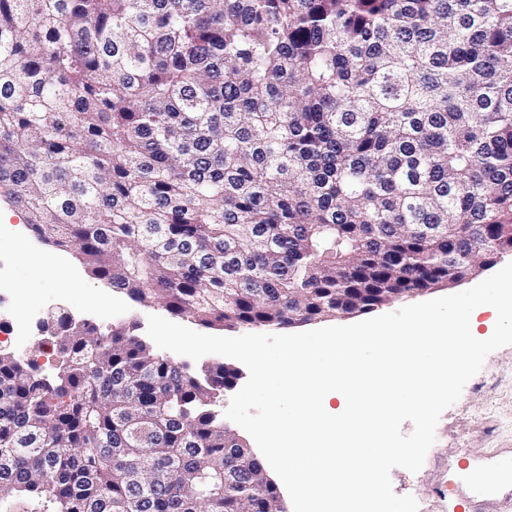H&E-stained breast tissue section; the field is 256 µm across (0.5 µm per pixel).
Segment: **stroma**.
Instances as JSON below:
<instances>
[{"mask_svg": "<svg viewBox=\"0 0 512 512\" xmlns=\"http://www.w3.org/2000/svg\"><path fill=\"white\" fill-rule=\"evenodd\" d=\"M29 251L41 257V264L25 260ZM0 254L12 263L14 284L29 294L26 304L15 307L16 319L24 323V334L18 339L20 353L36 360L44 372H52L54 358L37 350L39 331L26 325L25 319L29 312L42 310L58 294L44 275L46 266H63L82 284L81 292L65 296L76 318L89 320L103 330L133 320L138 324V335H146L152 308L134 303L88 277L73 255L40 244L31 231L1 234ZM472 457L512 462V345L492 352L466 384L460 399L443 412L436 428V442L421 470H392L393 490L413 496L418 512H459L460 500L455 492L443 495L438 488L447 480L450 469L456 468L461 459Z\"/></svg>", "mask_w": 512, "mask_h": 512, "instance_id": "stroma-1", "label": "stroma"}]
</instances>
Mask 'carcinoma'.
I'll use <instances>...</instances> for the list:
<instances>
[{"label": "carcinoma", "instance_id": "obj_1", "mask_svg": "<svg viewBox=\"0 0 512 512\" xmlns=\"http://www.w3.org/2000/svg\"><path fill=\"white\" fill-rule=\"evenodd\" d=\"M0 200L138 304L280 329L512 252V0H0ZM53 308L0 349V503L281 512L237 371ZM8 263L6 261H1L0 259V345L1 344H12L13 343V336H15V339L20 345H12V346H6L2 345L0 348L2 350L6 351H12L15 354L18 355H24L25 357H28L29 359H34L37 361V363L41 366V369L45 373H50L53 370V365L55 364L54 356H51L50 354L40 352L36 349V342L39 336V331L35 325L29 326L22 325V326H16L13 328V325L9 322H4L2 319V312L5 307H9L14 298H9V294L7 289V284H3L1 289V278L6 277L8 274ZM14 330L16 332H24L28 336H16L14 335ZM21 349V350H19Z\"/></svg>", "mask_w": 512, "mask_h": 512}]
</instances>
